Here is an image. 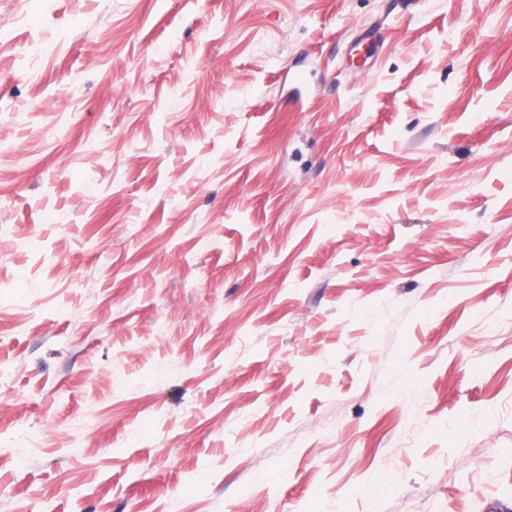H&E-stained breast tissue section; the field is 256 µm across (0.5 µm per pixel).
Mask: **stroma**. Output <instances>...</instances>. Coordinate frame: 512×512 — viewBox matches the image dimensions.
Returning a JSON list of instances; mask_svg holds the SVG:
<instances>
[{"label":"stroma","instance_id":"obj_1","mask_svg":"<svg viewBox=\"0 0 512 512\" xmlns=\"http://www.w3.org/2000/svg\"><path fill=\"white\" fill-rule=\"evenodd\" d=\"M1 138L0 512H512V0H0Z\"/></svg>","mask_w":512,"mask_h":512}]
</instances>
